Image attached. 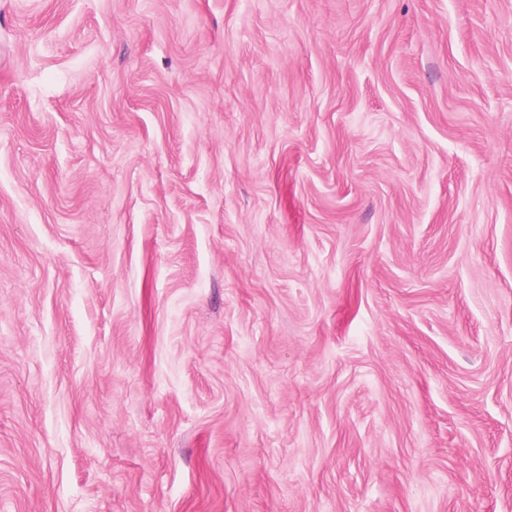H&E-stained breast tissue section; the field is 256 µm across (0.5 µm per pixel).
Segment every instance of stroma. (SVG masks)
<instances>
[{
  "mask_svg": "<svg viewBox=\"0 0 512 512\" xmlns=\"http://www.w3.org/2000/svg\"><path fill=\"white\" fill-rule=\"evenodd\" d=\"M0 512H512V0H0Z\"/></svg>",
  "mask_w": 512,
  "mask_h": 512,
  "instance_id": "stroma-1",
  "label": "stroma"
}]
</instances>
